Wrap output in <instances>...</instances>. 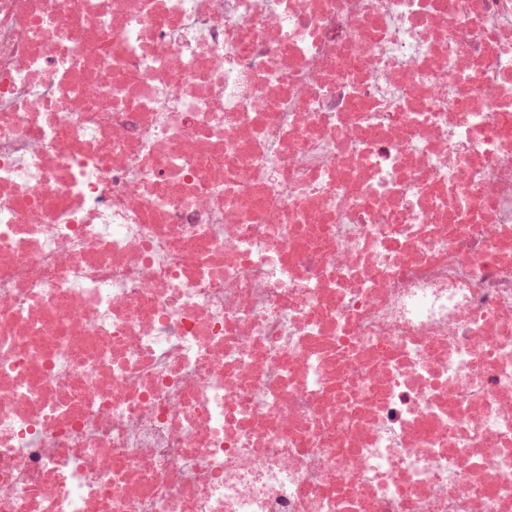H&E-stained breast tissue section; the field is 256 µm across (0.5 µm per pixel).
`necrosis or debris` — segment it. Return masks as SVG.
I'll return each mask as SVG.
<instances>
[{"label":"necrosis or debris","instance_id":"1","mask_svg":"<svg viewBox=\"0 0 512 512\" xmlns=\"http://www.w3.org/2000/svg\"><path fill=\"white\" fill-rule=\"evenodd\" d=\"M0 512H512V0H0Z\"/></svg>","mask_w":512,"mask_h":512}]
</instances>
